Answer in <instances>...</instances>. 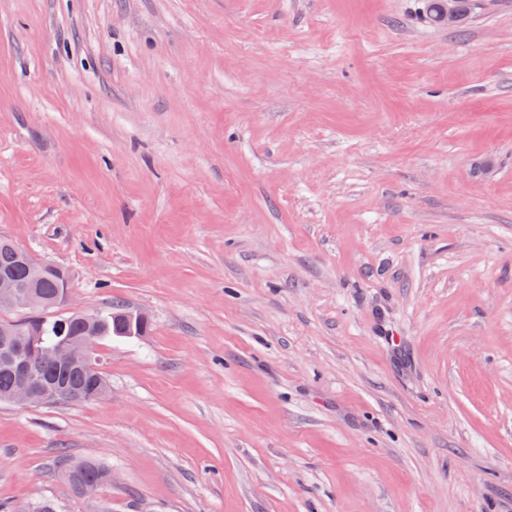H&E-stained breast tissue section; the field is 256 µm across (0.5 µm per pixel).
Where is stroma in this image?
<instances>
[{"label":"stroma","mask_w":512,"mask_h":512,"mask_svg":"<svg viewBox=\"0 0 512 512\" xmlns=\"http://www.w3.org/2000/svg\"><path fill=\"white\" fill-rule=\"evenodd\" d=\"M1 237L150 329L0 503L512 512V0H0ZM110 470L96 459H85L68 463L62 475L73 493L78 496H81V485L87 481L82 485V494L85 498L93 500L97 496L99 487L110 483ZM89 480H95L98 484Z\"/></svg>","instance_id":"obj_1"}]
</instances>
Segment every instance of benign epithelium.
<instances>
[{
    "label": "benign epithelium",
    "instance_id": "7a95c632",
    "mask_svg": "<svg viewBox=\"0 0 512 512\" xmlns=\"http://www.w3.org/2000/svg\"><path fill=\"white\" fill-rule=\"evenodd\" d=\"M461 0H439L435 21L450 27L455 26L461 17ZM38 304L36 298L23 287L12 283L7 275H0V311L4 309L30 308ZM72 316L85 326L84 337L77 341L59 340L51 345L44 344V321L0 323V335L8 338L13 345V355L8 357L18 384L8 396V401L23 406L53 405L72 396V392L44 381L35 361H43L56 366L81 364L86 366L95 378V389L82 395L86 401H95L107 390L104 377L95 367L98 340L95 325L97 314L74 311ZM127 333H142L147 316L140 311H129L123 315Z\"/></svg>",
    "mask_w": 512,
    "mask_h": 512
}]
</instances>
